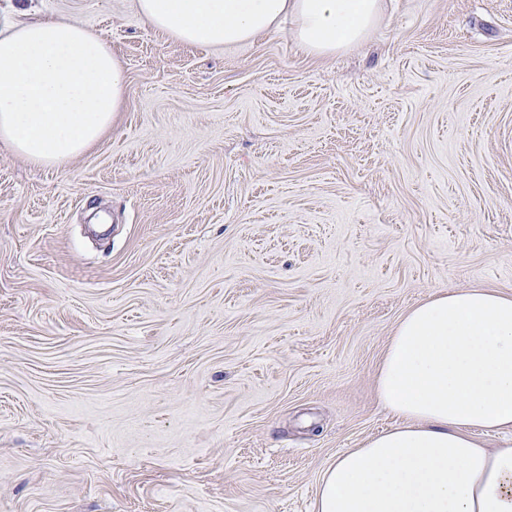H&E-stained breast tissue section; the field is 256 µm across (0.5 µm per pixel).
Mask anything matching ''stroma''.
<instances>
[{"label":"stroma","instance_id":"obj_1","mask_svg":"<svg viewBox=\"0 0 512 512\" xmlns=\"http://www.w3.org/2000/svg\"><path fill=\"white\" fill-rule=\"evenodd\" d=\"M360 45L176 42L134 0H0L104 37L126 95L59 167L0 141V512H312L392 426L400 318L512 295V0H384Z\"/></svg>","mask_w":512,"mask_h":512}]
</instances>
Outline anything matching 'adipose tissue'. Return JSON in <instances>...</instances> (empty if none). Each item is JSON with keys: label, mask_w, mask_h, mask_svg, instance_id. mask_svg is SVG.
Masks as SVG:
<instances>
[{"label": "adipose tissue", "mask_w": 512, "mask_h": 512, "mask_svg": "<svg viewBox=\"0 0 512 512\" xmlns=\"http://www.w3.org/2000/svg\"><path fill=\"white\" fill-rule=\"evenodd\" d=\"M139 16L184 44L233 48L291 19L299 48L328 57L366 40L381 0H136ZM126 92L106 41L68 22L0 31V141L38 166L81 155L111 127ZM394 426L337 455L314 512H512V296L431 295L399 321L376 376Z\"/></svg>", "instance_id": "obj_1"}]
</instances>
